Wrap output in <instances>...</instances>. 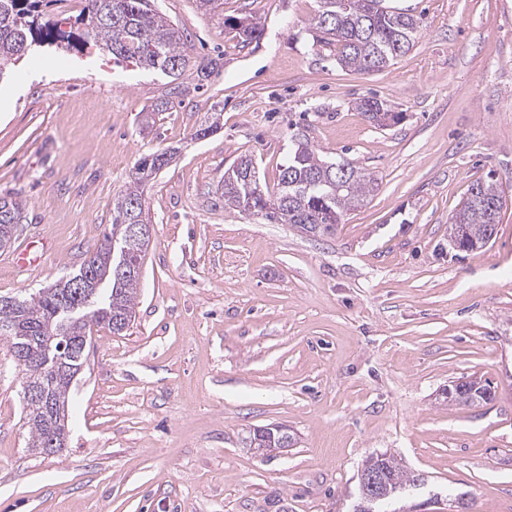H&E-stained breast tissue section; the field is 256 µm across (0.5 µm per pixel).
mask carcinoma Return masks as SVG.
I'll list each match as a JSON object with an SVG mask.
<instances>
[{"instance_id":"cac0c4a2","label":"carcinoma","mask_w":512,"mask_h":512,"mask_svg":"<svg viewBox=\"0 0 512 512\" xmlns=\"http://www.w3.org/2000/svg\"><path fill=\"white\" fill-rule=\"evenodd\" d=\"M313 23L320 41L334 47L339 66L360 73L382 71L412 50L419 29L415 16L384 3V0H317ZM42 0H0V81L10 67L37 46L60 48L94 46L112 54L117 61L129 62L148 71L178 78L191 62L187 39L183 32L160 13L151 0H84L81 13L83 28L64 31L60 21L41 9ZM224 24L237 30L243 46L260 42L263 27L244 17H227ZM366 120L377 128H385L399 120V114L376 98H363L357 103ZM294 149L280 171L278 190L266 192L256 174L253 161L240 158L232 175L221 185L224 205L246 216L261 218L274 224H291L314 235H331L347 212L361 206L376 187V178L354 163L322 159L302 132L291 136ZM169 165L167 152L142 156L134 167L126 189L112 201V223L102 231L100 244L88 254L79 270L93 268L104 279L99 288L98 306L90 320L85 311L60 310L58 289L42 288L20 298L17 306L0 305V326L10 324L14 332L0 333L12 358L21 367V387L40 384L54 401L69 402L72 382L65 376L41 371L19 362L20 354L30 346L49 341L57 345L69 337L73 348L66 352V363L80 372L87 360L91 344V325L112 328L118 316H135L140 274L125 278L114 287L113 275L106 271L112 251V238L122 224L149 223L144 209L143 193L147 181L141 169L149 167L157 173ZM503 197L496 183L479 180L471 184L461 207L448 225V244L458 245L457 252L473 251L487 245L497 233ZM22 224L21 204L0 198V249L16 239ZM448 400L458 404L488 403L494 394H476L459 380L448 385ZM28 428V448L37 453L47 447L49 436H62L68 425L59 424L40 405L24 406ZM361 471H380L385 478L388 500L393 502L410 487V471L393 455L377 453L368 457Z\"/></svg>"}]
</instances>
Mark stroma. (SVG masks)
<instances>
[{
	"mask_svg": "<svg viewBox=\"0 0 512 512\" xmlns=\"http://www.w3.org/2000/svg\"><path fill=\"white\" fill-rule=\"evenodd\" d=\"M390 3L419 35L380 72L337 65L316 0H155L192 57L220 59L208 81L186 71L173 96L162 73L47 46L0 85V197L23 206L0 296L78 269L138 159L179 150L145 192L135 318L93 327L61 454L27 451L22 374L0 342V512H349L379 452L423 475L408 498L421 512H512V0ZM228 15L261 22L258 47ZM365 97L404 120L371 126ZM302 118L323 159L378 179L331 236L225 208L219 190L247 156L276 191ZM490 173L497 235L456 256L450 218ZM24 250L34 263L13 269ZM472 376L494 400L449 403ZM267 425L294 445L246 447Z\"/></svg>",
	"mask_w": 512,
	"mask_h": 512,
	"instance_id": "stroma-1",
	"label": "stroma"
}]
</instances>
